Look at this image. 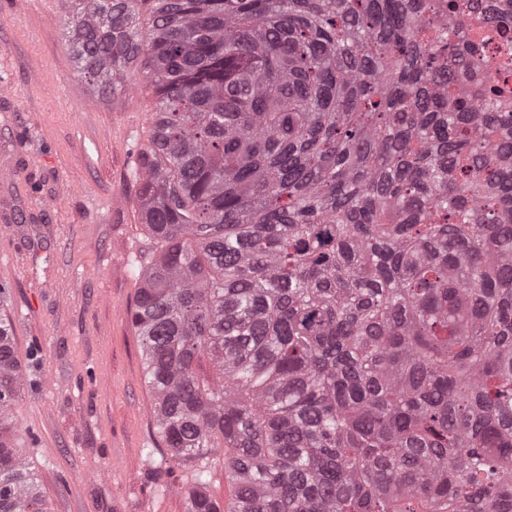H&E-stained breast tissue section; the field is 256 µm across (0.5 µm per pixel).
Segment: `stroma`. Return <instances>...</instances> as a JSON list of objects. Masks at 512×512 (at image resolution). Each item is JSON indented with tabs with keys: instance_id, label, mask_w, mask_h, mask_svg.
<instances>
[{
	"instance_id": "35a3bbf8",
	"label": "stroma",
	"mask_w": 512,
	"mask_h": 512,
	"mask_svg": "<svg viewBox=\"0 0 512 512\" xmlns=\"http://www.w3.org/2000/svg\"><path fill=\"white\" fill-rule=\"evenodd\" d=\"M67 0H0V285L26 374L13 419L50 512H184L130 322L158 245L137 157L157 98L77 69Z\"/></svg>"
}]
</instances>
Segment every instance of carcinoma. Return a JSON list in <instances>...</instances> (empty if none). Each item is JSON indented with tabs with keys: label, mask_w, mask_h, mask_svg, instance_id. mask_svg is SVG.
I'll return each mask as SVG.
<instances>
[{
	"label": "carcinoma",
	"mask_w": 512,
	"mask_h": 512,
	"mask_svg": "<svg viewBox=\"0 0 512 512\" xmlns=\"http://www.w3.org/2000/svg\"><path fill=\"white\" fill-rule=\"evenodd\" d=\"M73 3L89 81H154L131 322L185 512H512V72L457 0ZM24 384L3 310L0 512H49Z\"/></svg>",
	"instance_id": "1"
}]
</instances>
